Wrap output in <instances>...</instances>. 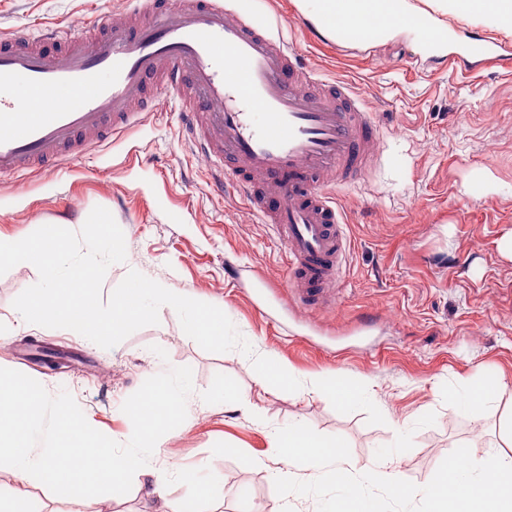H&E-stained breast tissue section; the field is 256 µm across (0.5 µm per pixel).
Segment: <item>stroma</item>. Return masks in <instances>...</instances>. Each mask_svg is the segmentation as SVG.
<instances>
[{
    "label": "stroma",
    "mask_w": 512,
    "mask_h": 512,
    "mask_svg": "<svg viewBox=\"0 0 512 512\" xmlns=\"http://www.w3.org/2000/svg\"><path fill=\"white\" fill-rule=\"evenodd\" d=\"M228 3L325 77L353 82L382 115L375 167L339 193L350 248L337 304L290 299L285 247L246 201L215 190L209 158L182 141L178 104L166 94L153 99L160 116L152 124L108 138L74 165L0 178V232L25 236L40 225L77 232L94 207H104L123 231L126 259L109 267L103 294L134 269L215 305L254 353H271L301 377L366 384L384 424H368L361 411L338 413L322 396L260 388L249 357L204 351L166 309L158 324L110 349L64 330L19 327L13 301L39 278L27 268L0 276V369L45 379L87 421L116 433L119 451L128 444L126 410L175 370H191L195 388L183 423L154 455L176 467L166 477L172 500L195 494L180 472L217 474L209 512H318L315 497L283 498L274 488L272 436L294 421L346 439L354 474L372 468L398 430L412 431V449L393 468L419 486L458 446L478 460L512 451V69L450 62L477 37L512 50V30L448 15L455 44L445 58L425 54L406 33L371 49L337 46L308 31L294 0ZM130 12L128 0H0V35L120 25ZM486 169L489 185L481 179ZM40 345L55 350L61 370L36 359ZM485 380L506 383L502 398L480 414L461 413L454 393ZM223 387L255 399L258 414L225 410L213 396ZM429 412L435 424L416 428ZM19 487L41 512L160 509L134 475L124 494L100 496L23 485L0 472V495Z\"/></svg>",
    "instance_id": "obj_1"
}]
</instances>
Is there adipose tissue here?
I'll use <instances>...</instances> for the list:
<instances>
[{"instance_id":"adipose-tissue-1","label":"adipose tissue","mask_w":512,"mask_h":512,"mask_svg":"<svg viewBox=\"0 0 512 512\" xmlns=\"http://www.w3.org/2000/svg\"><path fill=\"white\" fill-rule=\"evenodd\" d=\"M297 7L327 35H335L340 24L354 27L369 46L403 32L419 34L426 51L443 56L448 27L442 14L512 28V0H431L427 9L415 0H297ZM192 389V373L182 370L170 383L147 390L127 410L126 437L133 447L117 453L115 435L92 426L70 402L55 400L44 379L0 370V470L62 492H116L135 473L141 490L162 499L163 512H202L213 476L196 475L195 497L172 501L165 497L156 460L144 454L163 429L179 426Z\"/></svg>"}]
</instances>
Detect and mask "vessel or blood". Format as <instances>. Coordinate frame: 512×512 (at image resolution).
I'll use <instances>...</instances> for the list:
<instances>
[{"mask_svg":"<svg viewBox=\"0 0 512 512\" xmlns=\"http://www.w3.org/2000/svg\"><path fill=\"white\" fill-rule=\"evenodd\" d=\"M138 23L48 29L0 42V177L74 163L150 116L147 89L176 97L184 138L214 166L216 188L245 198L288 254L289 293L336 299L347 261L338 190L364 179L378 113L346 79L319 70L223 0H138ZM468 64L511 58L490 39ZM24 86L29 97L13 90Z\"/></svg>","mask_w":512,"mask_h":512,"instance_id":"1","label":"vessel or blood"}]
</instances>
